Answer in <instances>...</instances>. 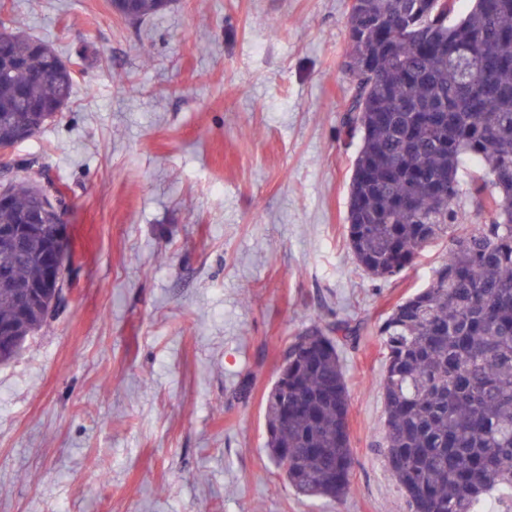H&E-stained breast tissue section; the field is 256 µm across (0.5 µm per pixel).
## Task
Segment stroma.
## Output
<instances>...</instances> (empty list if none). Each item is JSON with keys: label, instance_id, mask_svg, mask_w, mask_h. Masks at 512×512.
<instances>
[{"label": "stroma", "instance_id": "1", "mask_svg": "<svg viewBox=\"0 0 512 512\" xmlns=\"http://www.w3.org/2000/svg\"><path fill=\"white\" fill-rule=\"evenodd\" d=\"M349 7L170 0L136 21L0 0L75 70L66 108L7 151L9 178L58 192L72 242L54 313L0 364V512H408L378 448L376 330L445 247L376 280L347 246ZM313 319L357 334L339 503L297 495L265 450V396Z\"/></svg>", "mask_w": 512, "mask_h": 512}]
</instances>
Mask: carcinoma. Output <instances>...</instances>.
<instances>
[{
    "instance_id": "1",
    "label": "carcinoma",
    "mask_w": 512,
    "mask_h": 512,
    "mask_svg": "<svg viewBox=\"0 0 512 512\" xmlns=\"http://www.w3.org/2000/svg\"><path fill=\"white\" fill-rule=\"evenodd\" d=\"M169 0L115 5L141 20ZM356 0L343 68L353 92L338 137L358 140L347 223L364 271L388 279L435 243H450L431 283L396 304L379 327L385 407L380 443L410 512H480L499 495L512 512V0ZM0 52V144L18 139L29 111L70 99L74 70L55 50L6 25ZM469 53L470 72L450 60ZM0 224H26L42 187L8 184ZM468 194L483 224L467 222ZM45 231L0 249V362L49 313L17 308L40 281ZM348 388L337 339L313 320L291 338L267 397L265 448L298 494L352 492Z\"/></svg>"
}]
</instances>
